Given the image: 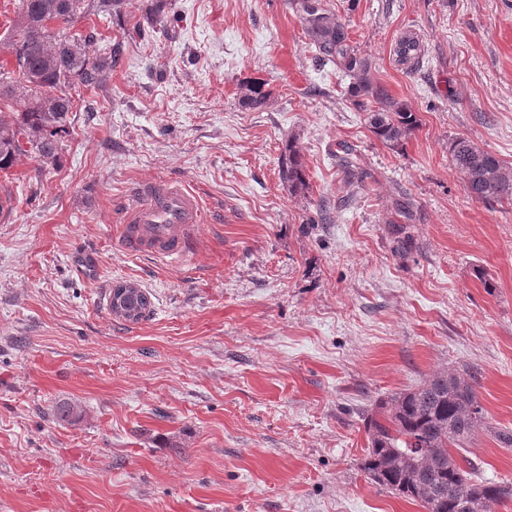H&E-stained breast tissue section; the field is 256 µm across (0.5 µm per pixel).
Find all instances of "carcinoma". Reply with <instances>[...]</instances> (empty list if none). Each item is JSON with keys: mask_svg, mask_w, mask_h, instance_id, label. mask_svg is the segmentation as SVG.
Masks as SVG:
<instances>
[{"mask_svg": "<svg viewBox=\"0 0 512 512\" xmlns=\"http://www.w3.org/2000/svg\"><path fill=\"white\" fill-rule=\"evenodd\" d=\"M125 0H18L7 41L12 56L0 66V171L12 167L22 153H35L45 165L56 163L61 138L68 133L69 114L80 101L79 90L94 91L112 75L123 54L124 42L112 44L109 54L93 57L89 45L99 32L48 29L46 23L69 25L79 15H93L120 23ZM169 0H150L148 25L164 22ZM300 13L316 59L331 63L350 77L347 100L366 113L369 131L391 149H400L419 127L407 104L394 98L375 80L371 65L352 44L348 27L321 0H292ZM418 39L402 38L397 56L414 67L421 56ZM265 82L240 84L244 107L260 110L269 104ZM11 113L4 112V109ZM448 153L461 174L468 197L488 203H512V167L470 140L457 137ZM339 165L346 181L364 185L368 174L356 165L353 152L340 147ZM282 170L294 189L305 185L300 151L288 143ZM126 288L128 307L112 309L126 322L137 323L151 312L148 295L133 284ZM465 375L440 372L428 382L381 401L365 429L368 438L363 470L369 479L391 492L419 503L426 512H495L512 499V483L487 482L457 461L452 449H464L477 431L488 427L480 403L477 372Z\"/></svg>", "mask_w": 512, "mask_h": 512, "instance_id": "1", "label": "carcinoma"}]
</instances>
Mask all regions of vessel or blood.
<instances>
[{
    "mask_svg": "<svg viewBox=\"0 0 512 512\" xmlns=\"http://www.w3.org/2000/svg\"><path fill=\"white\" fill-rule=\"evenodd\" d=\"M119 242L130 253L179 262L197 245L196 232L207 216L198 195L166 181L142 185L135 191Z\"/></svg>",
    "mask_w": 512,
    "mask_h": 512,
    "instance_id": "1",
    "label": "vessel or blood"
}]
</instances>
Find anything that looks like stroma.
<instances>
[{"mask_svg": "<svg viewBox=\"0 0 512 512\" xmlns=\"http://www.w3.org/2000/svg\"><path fill=\"white\" fill-rule=\"evenodd\" d=\"M421 119L368 130L289 0H174L69 116L56 166L20 156L0 220V512H424L369 480L377 400L477 368L490 427L467 456L512 482V205L470 199L464 137L512 165V0H321ZM418 36V69L400 65ZM264 79L272 103L239 104ZM295 140L308 187L280 155ZM369 177L347 185L338 144ZM197 191L213 220L170 265L116 230L139 186ZM148 318L109 309L121 283ZM81 410L51 421L57 404ZM421 52L422 47L419 40L411 36L402 38L396 50L399 61L408 65L410 71L418 63ZM121 286L126 288L128 295L125 302L128 304V307L122 310L114 308L111 296L110 307L112 313L130 323H137L146 318L151 312V301L148 295L133 284H122Z\"/></svg>", "mask_w": 512, "mask_h": 512, "instance_id": "obj_1", "label": "stroma"}]
</instances>
